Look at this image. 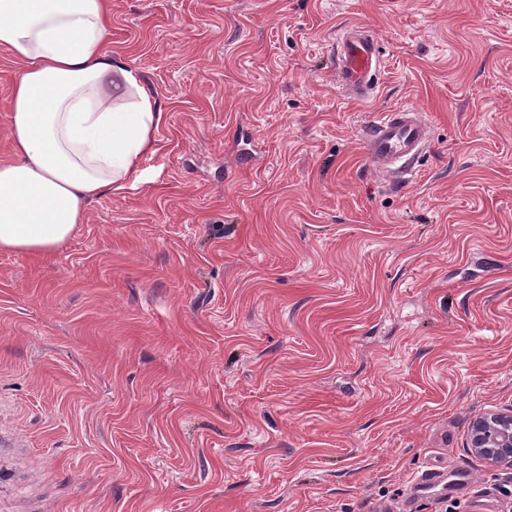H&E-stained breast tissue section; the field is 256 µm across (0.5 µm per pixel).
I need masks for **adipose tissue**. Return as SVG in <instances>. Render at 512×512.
<instances>
[{
  "instance_id": "ef3b65f1",
  "label": "adipose tissue",
  "mask_w": 512,
  "mask_h": 512,
  "mask_svg": "<svg viewBox=\"0 0 512 512\" xmlns=\"http://www.w3.org/2000/svg\"><path fill=\"white\" fill-rule=\"evenodd\" d=\"M104 0H0V46L20 63L10 161L0 163V251L50 254L104 188L136 178L161 115L107 48Z\"/></svg>"
}]
</instances>
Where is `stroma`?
<instances>
[{
	"label": "stroma",
	"mask_w": 512,
	"mask_h": 512,
	"mask_svg": "<svg viewBox=\"0 0 512 512\" xmlns=\"http://www.w3.org/2000/svg\"><path fill=\"white\" fill-rule=\"evenodd\" d=\"M107 6L162 119L68 243L0 252V512H512L469 446L512 407V0ZM403 106L430 139L385 177L362 130ZM433 465L464 489L409 497ZM381 56L370 30L362 24L340 29L336 36V82L353 100L366 99L381 72Z\"/></svg>",
	"instance_id": "stroma-1"
}]
</instances>
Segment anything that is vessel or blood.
Wrapping results in <instances>:
<instances>
[{
  "mask_svg": "<svg viewBox=\"0 0 512 512\" xmlns=\"http://www.w3.org/2000/svg\"><path fill=\"white\" fill-rule=\"evenodd\" d=\"M381 56L370 30L353 24L336 36V81L353 100L366 99L381 72ZM428 126L422 114L401 107L379 114L365 128L363 145L367 157L380 171H404L428 142Z\"/></svg>",
  "mask_w": 512,
  "mask_h": 512,
  "instance_id": "vessel-or-blood-1",
  "label": "vessel or blood"
}]
</instances>
